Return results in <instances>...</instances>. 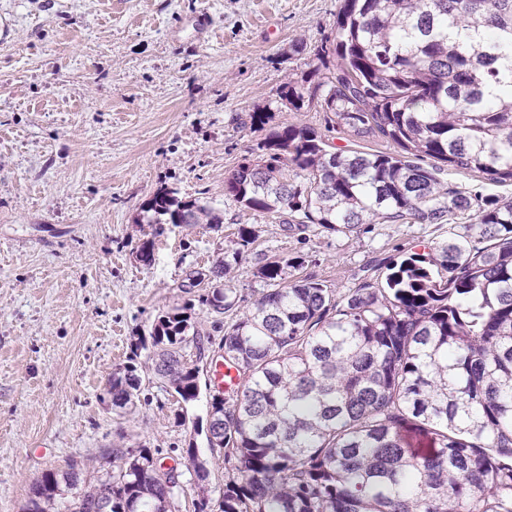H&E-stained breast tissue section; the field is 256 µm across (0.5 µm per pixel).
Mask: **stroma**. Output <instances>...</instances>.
Listing matches in <instances>:
<instances>
[{"instance_id": "obj_1", "label": "stroma", "mask_w": 512, "mask_h": 512, "mask_svg": "<svg viewBox=\"0 0 512 512\" xmlns=\"http://www.w3.org/2000/svg\"><path fill=\"white\" fill-rule=\"evenodd\" d=\"M340 4L0 0V512H23L45 471L78 460L93 483L139 446L177 468V512L218 500L224 461L206 440L209 364L199 397L185 403L144 372L135 345L158 314L190 304L217 350L223 328L182 284L235 251L239 225L258 234L231 273L243 310L265 286L257 271L266 258L304 256L289 277L344 292L458 231L455 219L404 220L337 235L225 197V178L259 138L254 112L269 113L273 127L310 126L338 149L393 152L332 127L327 113L280 104L283 83L303 81L318 49L333 45ZM204 11L214 25L201 34L192 20ZM161 187L223 211L221 230L137 223ZM147 239L146 265L136 250ZM127 365L142 368L143 384L121 413L104 394ZM197 459L208 469L200 484Z\"/></svg>"}]
</instances>
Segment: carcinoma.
<instances>
[{
  "instance_id": "1",
  "label": "carcinoma",
  "mask_w": 512,
  "mask_h": 512,
  "mask_svg": "<svg viewBox=\"0 0 512 512\" xmlns=\"http://www.w3.org/2000/svg\"><path fill=\"white\" fill-rule=\"evenodd\" d=\"M332 54L333 75L306 90L288 81L281 104L329 112L396 151L332 150L311 127H274L224 180L240 207L348 235L468 214L471 196L426 158L512 183V0H342ZM136 223L217 232L224 215L161 187ZM256 237L239 226V248L212 265L222 287L198 296L208 313L234 314L220 350L238 384L210 410L224 419L208 440L224 457L218 512H512V199L482 200L462 231L344 293L288 279L300 260L268 261L258 274L271 288L239 314L229 274ZM189 310L159 314L136 344L185 402L199 367L184 349L204 351ZM141 385L136 367L115 371L112 406H134ZM122 457L82 488L78 461L45 472L25 512H59L62 483L84 512L102 497L111 512H172L179 485L151 449Z\"/></svg>"
}]
</instances>
